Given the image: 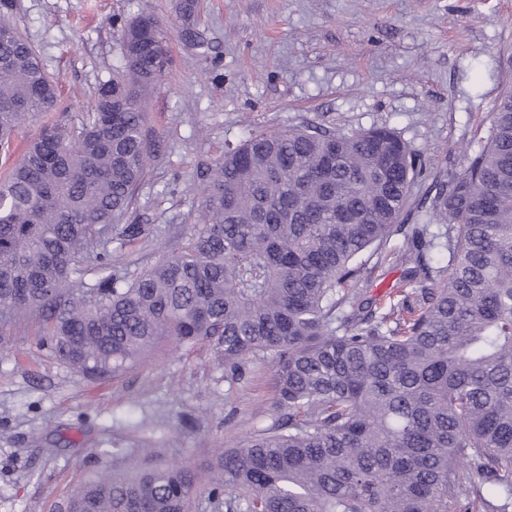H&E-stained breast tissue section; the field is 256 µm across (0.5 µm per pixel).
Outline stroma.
Here are the masks:
<instances>
[{"label":"stroma","mask_w":512,"mask_h":512,"mask_svg":"<svg viewBox=\"0 0 512 512\" xmlns=\"http://www.w3.org/2000/svg\"><path fill=\"white\" fill-rule=\"evenodd\" d=\"M11 0L14 25L58 83L60 109L22 127L80 124L98 84L122 63L120 25L153 15L170 64L147 93L149 171L124 216L148 235L107 246L121 275L165 259L192 234L198 173L256 128L314 122L385 126L420 155L424 200L457 177L490 134L512 85V0ZM394 235L359 284L377 311L417 308ZM40 320L0 324V512H58L94 472L153 449L204 472L216 454L277 417L269 363L231 376L208 343L164 340L110 377L87 381L39 343Z\"/></svg>","instance_id":"obj_1"}]
</instances>
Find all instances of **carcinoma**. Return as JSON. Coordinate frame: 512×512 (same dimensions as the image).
Returning <instances> with one entry per match:
<instances>
[{"instance_id": "carcinoma-1", "label": "carcinoma", "mask_w": 512, "mask_h": 512, "mask_svg": "<svg viewBox=\"0 0 512 512\" xmlns=\"http://www.w3.org/2000/svg\"><path fill=\"white\" fill-rule=\"evenodd\" d=\"M0 152L57 107L55 83L0 0ZM123 63L99 83L86 119L46 129L0 181V320L39 315L42 343L98 379L164 338L209 343L230 372L273 364L288 423L219 452L205 481L189 466L104 469L67 512H457L463 487L512 512V89L486 144L425 215L405 226L423 166L386 128L342 132L303 122L254 130L200 173L206 196L178 252L138 272L76 288L101 230L146 177L152 143L144 89L162 76L158 21L122 28ZM405 232L404 279L421 307L378 313L358 301L368 252ZM448 253L423 261L420 246Z\"/></svg>"}]
</instances>
